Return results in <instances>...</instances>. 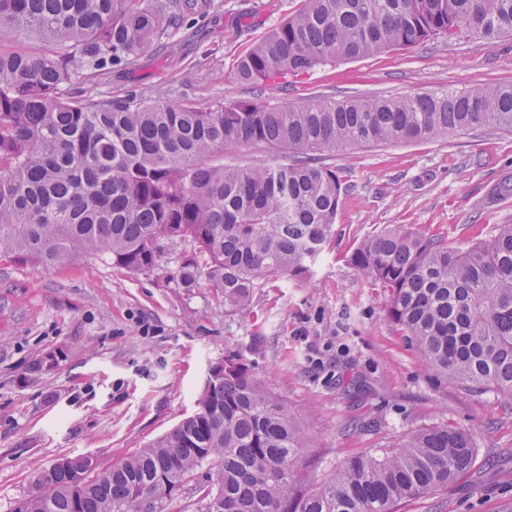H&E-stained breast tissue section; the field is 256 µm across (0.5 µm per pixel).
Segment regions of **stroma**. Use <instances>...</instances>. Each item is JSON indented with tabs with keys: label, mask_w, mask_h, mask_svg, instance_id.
<instances>
[{
	"label": "stroma",
	"mask_w": 512,
	"mask_h": 512,
	"mask_svg": "<svg viewBox=\"0 0 512 512\" xmlns=\"http://www.w3.org/2000/svg\"><path fill=\"white\" fill-rule=\"evenodd\" d=\"M301 4L211 0L128 69L80 72L64 91L304 105L512 83V37L481 43L463 32L275 84L238 79V56ZM327 162L342 192L312 279L269 282L244 308L206 282L178 284L175 272L194 251L187 239L165 242L148 272L116 266L107 255L49 268L0 256V512H11L32 492L37 471L60 458L88 455L109 467L165 435L193 413L209 366L231 352L308 429L315 445L300 464L319 477L445 424L472 435L473 468L397 512H512V397L466 390L422 362L388 321L382 289L348 262L389 225L465 249L512 224V199L489 196L512 172V133L482 127L356 146Z\"/></svg>",
	"instance_id": "obj_1"
}]
</instances>
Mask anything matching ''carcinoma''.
Here are the masks:
<instances>
[{
  "label": "carcinoma",
  "mask_w": 512,
  "mask_h": 512,
  "mask_svg": "<svg viewBox=\"0 0 512 512\" xmlns=\"http://www.w3.org/2000/svg\"><path fill=\"white\" fill-rule=\"evenodd\" d=\"M194 0H0V254L53 266L108 254L154 268L163 243H195L185 287L205 279L248 306L272 280L300 282L329 244L342 191L325 155L432 140L476 127L512 132V83L397 99L292 106L226 99L201 107L63 94L78 70L126 69ZM465 29L512 35V0H303L235 64L274 81L330 61L384 53ZM274 164L224 162L229 151ZM383 289L387 316L445 377L512 397V225L462 250L394 225L349 257ZM314 447L288 405L263 390L239 354L210 366L192 415L110 468L92 457L37 473L12 512H142L173 500L205 466L196 512H396L473 464V437L432 426L396 449L347 460L315 489L299 466Z\"/></svg>",
  "instance_id": "1"
}]
</instances>
